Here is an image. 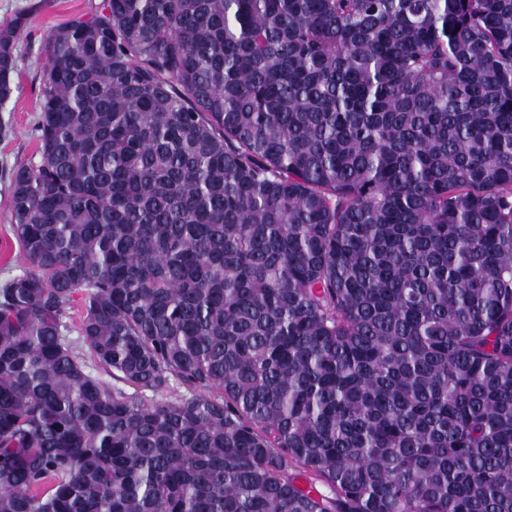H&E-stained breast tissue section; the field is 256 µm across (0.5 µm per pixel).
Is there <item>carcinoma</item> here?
Instances as JSON below:
<instances>
[{
	"instance_id": "obj_1",
	"label": "carcinoma",
	"mask_w": 512,
	"mask_h": 512,
	"mask_svg": "<svg viewBox=\"0 0 512 512\" xmlns=\"http://www.w3.org/2000/svg\"><path fill=\"white\" fill-rule=\"evenodd\" d=\"M37 138L0 512H512V0H102Z\"/></svg>"
}]
</instances>
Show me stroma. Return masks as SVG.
Returning <instances> with one entry per match:
<instances>
[{"instance_id":"35a3bbf8","label":"stroma","mask_w":512,"mask_h":512,"mask_svg":"<svg viewBox=\"0 0 512 512\" xmlns=\"http://www.w3.org/2000/svg\"><path fill=\"white\" fill-rule=\"evenodd\" d=\"M101 0H0V26L25 14L17 41L18 76L12 99L0 106V283L27 264L11 220L13 169L39 160L36 125L43 82L44 45L49 31L88 14Z\"/></svg>"}]
</instances>
